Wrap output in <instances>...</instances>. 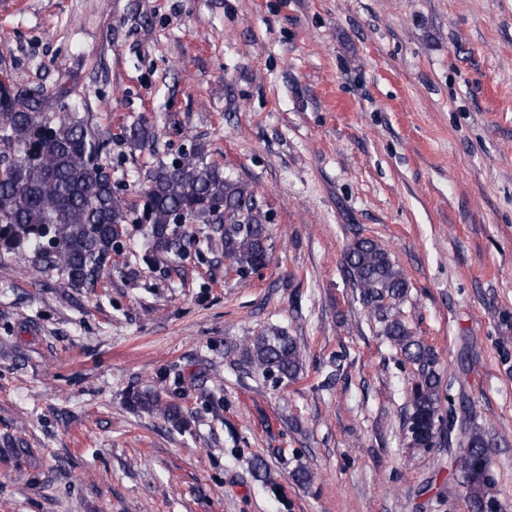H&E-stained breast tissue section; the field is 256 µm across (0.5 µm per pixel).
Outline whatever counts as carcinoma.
Wrapping results in <instances>:
<instances>
[{
  "label": "carcinoma",
  "instance_id": "carcinoma-1",
  "mask_svg": "<svg viewBox=\"0 0 512 512\" xmlns=\"http://www.w3.org/2000/svg\"><path fill=\"white\" fill-rule=\"evenodd\" d=\"M54 101L57 111H45ZM151 127L124 132L132 150L154 143ZM100 146L85 120L64 97L46 93L25 98L14 83L0 84V256L32 255L39 273H55L67 288H95L110 274V260L140 224L153 256H179L192 244L189 225L207 224L224 242V258L244 277L265 266L271 243L268 210L256 191L224 174L194 145L146 173L139 199L120 196L112 175L99 162ZM224 203L217 212L214 204ZM343 272L368 309L378 335L416 366L411 407L402 427L408 445L448 447L453 477L466 488L468 512H501L492 489V439L462 396L443 395L433 347L417 336L400 313L409 283L390 253L370 237L345 249ZM242 357L264 377L294 381L303 373L297 342L274 328L243 338ZM131 407L156 413L176 429L188 425L178 403L158 391H134Z\"/></svg>",
  "mask_w": 512,
  "mask_h": 512
}]
</instances>
